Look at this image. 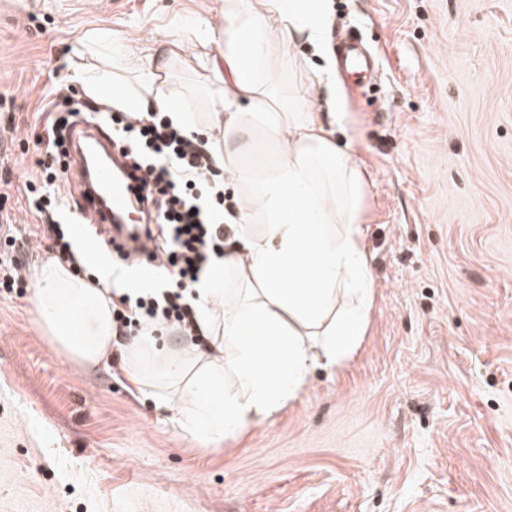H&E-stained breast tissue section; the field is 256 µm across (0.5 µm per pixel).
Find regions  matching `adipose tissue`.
Here are the masks:
<instances>
[{
  "label": "adipose tissue",
  "instance_id": "obj_1",
  "mask_svg": "<svg viewBox=\"0 0 512 512\" xmlns=\"http://www.w3.org/2000/svg\"><path fill=\"white\" fill-rule=\"evenodd\" d=\"M222 13V52L210 50L209 21L185 29L213 92L208 151L227 180L247 181L243 206L228 218L223 259L192 290L207 347L165 346L151 331L118 344L110 288L56 260L35 274L41 326L70 360L91 369L119 354L133 387L173 405L175 428L205 442L244 433L296 400L316 369L348 359L373 299L366 175L337 138L345 114L329 52L331 0H224ZM111 42V31L94 30L82 45L103 57L94 69L76 67L86 95L124 112H167L193 130L196 112L173 98L168 68L128 45L103 55ZM300 45L319 61L277 99L274 76L297 69ZM323 86L326 114L313 106Z\"/></svg>",
  "mask_w": 512,
  "mask_h": 512
}]
</instances>
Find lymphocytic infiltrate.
Returning a JSON list of instances; mask_svg holds the SVG:
<instances>
[{
    "instance_id": "lymphocytic-infiltrate-1",
    "label": "lymphocytic infiltrate",
    "mask_w": 512,
    "mask_h": 512,
    "mask_svg": "<svg viewBox=\"0 0 512 512\" xmlns=\"http://www.w3.org/2000/svg\"><path fill=\"white\" fill-rule=\"evenodd\" d=\"M100 121L111 125L120 144L128 146L134 165L144 170L154 196L152 218L158 226L160 285L139 293L123 295L113 319L118 328L131 323L181 322L185 332L195 330V313L189 296L215 259L224 255V218L217 208L224 193L219 184L209 183L210 157L204 141L175 126L168 113H103ZM72 130L71 123L55 109L43 117L35 146L42 156L38 188H26L28 213L54 235L56 251L75 262L72 242L62 225L72 223L68 199L61 191V176L55 156Z\"/></svg>"
}]
</instances>
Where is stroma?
I'll use <instances>...</instances> for the list:
<instances>
[{
  "mask_svg": "<svg viewBox=\"0 0 512 512\" xmlns=\"http://www.w3.org/2000/svg\"><path fill=\"white\" fill-rule=\"evenodd\" d=\"M367 78L338 72L368 185L374 286L358 350L241 436L182 434L125 379L43 335L34 287L0 288V512H512V0H333ZM215 27L214 0H0V263L54 258L23 209L44 94L96 29L132 45ZM171 88L199 117L202 71ZM92 271L121 264L92 226Z\"/></svg>",
  "mask_w": 512,
  "mask_h": 512,
  "instance_id": "obj_1",
  "label": "stroma"
}]
</instances>
